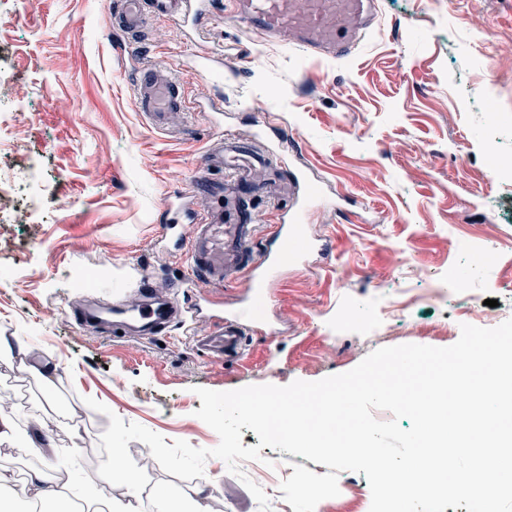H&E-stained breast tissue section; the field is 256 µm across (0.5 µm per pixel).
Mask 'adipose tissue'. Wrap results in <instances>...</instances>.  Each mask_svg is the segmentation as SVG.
Listing matches in <instances>:
<instances>
[{
  "mask_svg": "<svg viewBox=\"0 0 512 512\" xmlns=\"http://www.w3.org/2000/svg\"><path fill=\"white\" fill-rule=\"evenodd\" d=\"M49 421L47 417H33L26 430H19L12 414L0 407V445L14 444L19 435H26L29 448L38 452L42 458L39 466L30 468L23 487H16L14 477L0 470V512H16L14 503L18 495H25L28 503L42 507H54L65 503L69 498L68 481L50 473L57 454L56 447L48 437Z\"/></svg>",
  "mask_w": 512,
  "mask_h": 512,
  "instance_id": "ef3b65f1",
  "label": "adipose tissue"
}]
</instances>
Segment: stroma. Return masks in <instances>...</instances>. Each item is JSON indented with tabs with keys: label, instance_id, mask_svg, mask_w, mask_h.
Masks as SVG:
<instances>
[{
	"label": "stroma",
	"instance_id": "35a3bbf8",
	"mask_svg": "<svg viewBox=\"0 0 512 512\" xmlns=\"http://www.w3.org/2000/svg\"><path fill=\"white\" fill-rule=\"evenodd\" d=\"M119 2L0 0V137L10 145L0 176L39 198L33 211L0 199V269L11 272L0 281V336L60 364L47 389L32 378L16 385L14 361L0 358V399L18 422L51 418L72 483H93L106 461L110 415L165 444L211 449L219 437L195 415L196 388L317 381L381 347H447L461 324L512 317V193L483 154L490 130L512 160V0H378L359 51L336 61L264 41L225 14L224 0L194 22L150 16L134 44L114 25ZM157 58L185 92L160 128L134 106L135 78ZM227 129L262 152L284 144L290 169L321 199L306 215L315 245L279 273L266 323L246 325L241 356L212 362L191 336L247 303L256 283L243 272L219 292L184 281L187 244L162 228L177 218L172 199L199 218L215 208L194 170ZM474 245L498 261L474 263ZM144 273L157 293L200 302L201 313L175 316L149 339L79 329L89 296L137 306ZM435 280L444 297L407 304ZM348 307L380 312L377 333L337 328ZM266 457L270 512H369L366 477L347 488L346 472L281 450ZM146 473L136 498L117 483L113 499H131L134 512H166L178 494L218 512H259L221 459L190 481L156 462Z\"/></svg>",
	"mask_w": 512,
	"mask_h": 512
}]
</instances>
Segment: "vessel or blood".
Here are the masks:
<instances>
[{
  "instance_id": "vessel-or-blood-1",
  "label": "vessel or blood",
  "mask_w": 512,
  "mask_h": 512,
  "mask_svg": "<svg viewBox=\"0 0 512 512\" xmlns=\"http://www.w3.org/2000/svg\"><path fill=\"white\" fill-rule=\"evenodd\" d=\"M377 0H225L224 11L265 38L277 40L290 35L309 56L341 60L352 56L375 19ZM162 13L187 19L185 0H122L118 26L136 32L150 14ZM139 111L152 117L182 108L179 81L162 62L141 70L136 81ZM255 156L239 141L216 140L201 157L195 179L199 187L218 196L219 206L196 222L188 242V274L202 276L223 286L226 271H244L261 287L246 306L219 317L211 334L193 337L192 342L213 361L240 354L244 344L243 322L262 323L272 289L266 288L275 267L299 259L311 246L298 215L277 218L263 252H255L252 226L262 212L252 201L241 198ZM142 301L129 309L120 302L83 308L76 321L80 328L110 327L145 339L156 335L170 321L175 306L171 298L156 295L140 286Z\"/></svg>"
}]
</instances>
